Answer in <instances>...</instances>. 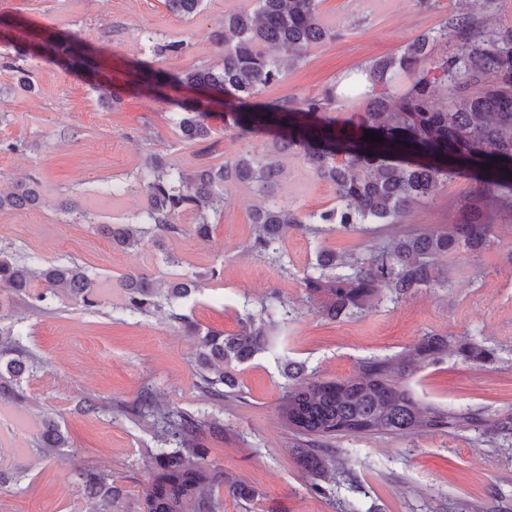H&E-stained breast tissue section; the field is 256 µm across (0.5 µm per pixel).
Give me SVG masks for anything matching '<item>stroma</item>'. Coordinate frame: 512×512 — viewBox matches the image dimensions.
Instances as JSON below:
<instances>
[{
  "label": "stroma",
  "instance_id": "1",
  "mask_svg": "<svg viewBox=\"0 0 512 512\" xmlns=\"http://www.w3.org/2000/svg\"><path fill=\"white\" fill-rule=\"evenodd\" d=\"M252 6L253 0H203L201 12L184 19L164 0H0L1 19L67 39L101 68L93 76L72 65L18 58L0 33V192L31 177L40 183L36 207L0 212V250L36 266L78 264L96 280L101 300L87 308L61 293L37 311L0 288V329L21 331L37 360L19 383L20 398L0 401V469L24 472L20 482L0 484V512H95L77 476L86 466L111 474L124 489L112 512H130L160 445L157 427L132 412L147 390L162 405L219 423V430L203 429L200 437L208 462L223 469L225 483L258 491L251 502L225 496L224 512H512V443L473 429L337 437L330 445L350 478L315 492L279 417L286 380L278 362L284 355L319 378H347L364 360L401 352L428 333L474 337L494 348L495 361L445 358L417 374L413 393L426 403L488 414L512 406V224H498V244L484 257L462 252L449 260L448 287H423L336 321L308 301L303 286L317 252L364 256L388 243L396 225L317 235L293 230L278 253H263L254 247L251 221L259 200L246 185L231 183L208 240L190 233L187 216L186 233L166 238L161 251L149 244L116 248L96 233L99 224L137 223L145 197L134 176L149 155H164L189 172L264 151L267 133L225 129L220 112L210 119L208 144L182 140L172 109L187 89L160 95L136 77L137 61L149 59L155 41L185 44L182 53L159 59L162 71L220 64L213 33L225 13ZM465 8L464 0H432L427 8L417 0H320L323 22L340 37L310 46L257 102L318 94L343 76L361 75L374 60L398 53ZM105 86L119 93V103L102 100ZM279 161L285 175L278 199L305 213L335 206L334 186L296 152ZM473 187L472 171L444 177L432 196L412 207L405 226L448 230L459 200ZM69 200L78 201L92 223L65 212ZM165 250L176 264L162 260ZM212 269L218 277L187 299L164 303L161 312L144 316L126 308L121 281L128 274L164 283ZM269 304L282 318L273 352L236 368L232 394L205 393L194 362L197 339L174 314L203 330L234 332L241 317L261 315ZM84 400L96 403L98 412H81ZM47 418L69 439L49 456L37 447Z\"/></svg>",
  "mask_w": 512,
  "mask_h": 512
}]
</instances>
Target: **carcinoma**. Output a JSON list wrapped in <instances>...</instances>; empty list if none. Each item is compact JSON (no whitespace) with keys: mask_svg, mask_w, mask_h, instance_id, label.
<instances>
[{"mask_svg":"<svg viewBox=\"0 0 512 512\" xmlns=\"http://www.w3.org/2000/svg\"><path fill=\"white\" fill-rule=\"evenodd\" d=\"M494 0H470L472 9L452 15L438 30L420 35L399 53L374 61L365 70V82L338 89L332 85L318 96L282 99L262 111L249 109L263 89L280 82L285 68L305 57L313 44L335 40L339 30L325 26L318 0H254L253 10L224 15V31L215 37L222 55L217 66L201 65L169 75L153 62L140 64L141 83L156 91L176 86L200 91L204 98L185 99L174 118L183 140L210 137L211 105L224 112V127L241 132L273 130L267 153H246L224 164L202 165L186 173L163 157L146 160L135 175L146 196L139 215L143 227L102 224L100 232L123 248H137L145 237L155 244L181 232L179 220L193 215L192 232L204 240L213 231L211 217L224 210V187L247 185L265 204L253 212L255 248L278 252L277 245L290 230L321 233L328 229L357 232L363 224H398L411 207L432 195L442 177L456 168L476 169L475 189L457 208L453 231H405L364 257L347 258L332 250L316 255L312 272L303 278L310 299H323L322 311L331 320L363 315L382 302L397 301L422 287L448 286V257L467 252L477 257L497 244L496 224L486 212L496 204L501 221L512 223V25L484 26L476 7ZM203 0H165L173 14L191 17ZM23 49L18 56L52 58L57 40L33 31H15ZM456 49L436 59V45ZM184 50L181 41L157 42L153 56ZM448 92L444 107L434 104L435 90ZM355 97L362 109L343 125L327 117L341 98ZM381 141L366 140V133ZM294 150L320 179L336 188V206L306 215L280 202L274 189L284 177L278 156ZM39 200L36 183H20L15 191L0 194V211L24 209ZM347 267L348 274L336 269ZM203 275H185L166 284L167 299L186 298L195 292ZM42 285L35 299L44 303L61 291L92 308L99 304L95 281L80 265L49 263L35 271L23 260L0 252V283L18 297ZM127 308L139 314L158 309L159 288L140 275L122 282ZM183 321L190 336L198 337L196 361L201 388L213 396L233 388L235 367L271 347L269 335L277 325L272 315L247 316L237 331L205 332ZM485 363L494 351L473 338L450 339L427 334L413 346L385 359H369L353 378L315 380L302 364L281 363L287 379L279 405L284 426L296 436L298 463L318 477L345 474L336 451L327 447L338 436L404 435L423 429L471 427L489 436L512 438V410L489 419L478 410L455 411L417 399L410 382L417 372L447 356ZM14 333L0 330V396L18 395L16 384L34 368ZM138 413L160 430L166 447L153 454L150 478L133 503L132 512H224L214 488L224 484L223 471L207 462L198 442L199 416L179 409H161L154 395L142 397ZM58 423L48 420L41 433V451L47 455L66 447ZM98 512H112V502L123 496L112 476L93 467L78 470ZM227 493L244 501L258 496L246 484H232Z\"/></svg>","mask_w":512,"mask_h":512,"instance_id":"1","label":"carcinoma"}]
</instances>
